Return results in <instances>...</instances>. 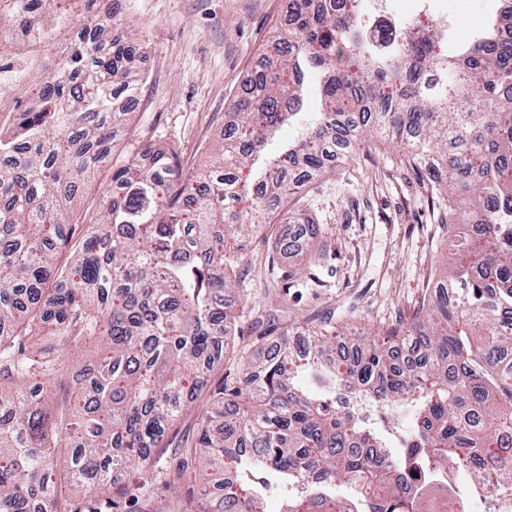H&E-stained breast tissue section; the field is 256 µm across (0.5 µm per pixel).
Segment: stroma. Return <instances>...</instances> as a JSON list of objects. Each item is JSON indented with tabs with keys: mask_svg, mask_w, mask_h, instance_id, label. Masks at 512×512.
<instances>
[{
	"mask_svg": "<svg viewBox=\"0 0 512 512\" xmlns=\"http://www.w3.org/2000/svg\"><path fill=\"white\" fill-rule=\"evenodd\" d=\"M497 0H433L446 17V50L467 42L485 24ZM290 0H124L123 19L143 46L147 80L139 108L114 130L116 139L98 178L68 205L69 219L102 207L112 172L133 161L143 143L176 151L184 169H199L224 147L225 112L257 69ZM52 34L25 41L13 28L0 33V122L24 111L40 86L59 68L86 0H51ZM406 148L359 141L347 157L313 178L285 201L274 217V236L292 238L313 223L320 235L290 253L255 243L240 268L235 356L216 367L213 383L238 385L240 357L258 359L288 329L312 325L339 333L379 329L412 314L452 264L453 236L446 209L427 178L405 160ZM306 277H296L298 267ZM132 491L116 512H162L189 488L167 482Z\"/></svg>",
	"mask_w": 512,
	"mask_h": 512,
	"instance_id": "stroma-1",
	"label": "stroma"
}]
</instances>
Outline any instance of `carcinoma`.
Wrapping results in <instances>:
<instances>
[{
	"label": "carcinoma",
	"mask_w": 512,
	"mask_h": 512,
	"mask_svg": "<svg viewBox=\"0 0 512 512\" xmlns=\"http://www.w3.org/2000/svg\"><path fill=\"white\" fill-rule=\"evenodd\" d=\"M92 25L0 133V512H76L71 500L125 496L127 472L145 488L179 416L197 411V437L177 449L172 477L198 486L177 512H266L263 490L284 487L280 512H359L336 493L352 485L369 512H466L454 477L489 500L512 488V40L482 32L461 52H436L439 31L380 46L357 0H294L293 26L234 101L237 127L207 183L176 152L144 146L149 168L112 173L106 207L86 219L73 264L65 203L111 149L116 101L143 84L121 0H87ZM324 111L304 139L266 161L250 205L235 170L258 161L300 114L306 73ZM362 125L410 146L409 166L444 193L459 257L414 313L347 340L360 355L328 365L338 334L306 329L314 357L274 353L242 364L239 385L212 387L224 361L235 272L269 236L292 173L323 169ZM472 222L463 221L460 199ZM44 336L36 352L26 341ZM100 353L57 412L44 379L72 350Z\"/></svg>",
	"instance_id": "carcinoma-1"
}]
</instances>
